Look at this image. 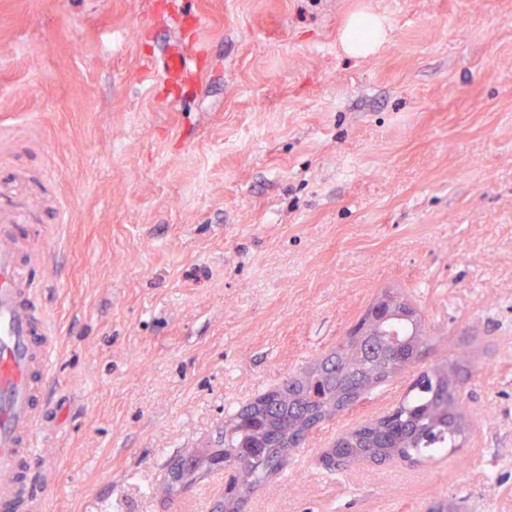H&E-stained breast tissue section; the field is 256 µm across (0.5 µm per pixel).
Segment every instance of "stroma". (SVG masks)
<instances>
[{
	"label": "stroma",
	"mask_w": 512,
	"mask_h": 512,
	"mask_svg": "<svg viewBox=\"0 0 512 512\" xmlns=\"http://www.w3.org/2000/svg\"><path fill=\"white\" fill-rule=\"evenodd\" d=\"M361 12L385 38L354 58ZM0 206L50 253L28 272L56 333L37 512H212L223 471L171 499L168 467L385 290L429 354L313 427L245 512H512V0H0ZM454 358L464 448L325 470ZM361 23H367L371 28V38L367 42H361L355 37V29ZM384 35L385 29L381 18L362 14L354 16L348 21L342 33V43L349 54L366 55L383 39ZM162 68L168 79L179 80L189 69V57L186 52L175 51L163 61Z\"/></svg>",
	"instance_id": "obj_1"
}]
</instances>
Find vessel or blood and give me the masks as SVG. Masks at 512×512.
<instances>
[{
	"label": "vessel or blood",
	"mask_w": 512,
	"mask_h": 512,
	"mask_svg": "<svg viewBox=\"0 0 512 512\" xmlns=\"http://www.w3.org/2000/svg\"><path fill=\"white\" fill-rule=\"evenodd\" d=\"M162 68L167 78L180 79L190 69L189 57L175 51ZM54 343L34 283L22 273L18 246L0 233V512L34 509L36 430Z\"/></svg>",
	"instance_id": "b4317fda"
}]
</instances>
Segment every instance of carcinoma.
<instances>
[{
    "label": "carcinoma",
    "mask_w": 512,
    "mask_h": 512,
    "mask_svg": "<svg viewBox=\"0 0 512 512\" xmlns=\"http://www.w3.org/2000/svg\"><path fill=\"white\" fill-rule=\"evenodd\" d=\"M374 331L381 342L378 353L362 354L342 341L304 376L231 412L224 420V439L218 447L186 449L170 468L161 492L171 497L200 475L225 468L239 473L243 489H254L276 472L280 458L303 443L314 424L344 411L347 398L387 381L427 353L421 317L406 302L359 339ZM461 371L458 362L450 361L422 372L388 415L343 436L337 454L349 460L392 455L420 461L463 447L468 421L460 396Z\"/></svg>",
    "instance_id": "obj_1"
}]
</instances>
